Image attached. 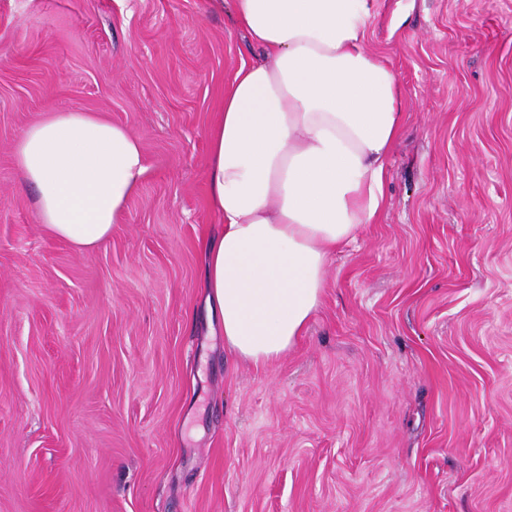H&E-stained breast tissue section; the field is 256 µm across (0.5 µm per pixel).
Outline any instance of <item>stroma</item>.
<instances>
[{"label": "stroma", "instance_id": "35a3bbf8", "mask_svg": "<svg viewBox=\"0 0 512 512\" xmlns=\"http://www.w3.org/2000/svg\"><path fill=\"white\" fill-rule=\"evenodd\" d=\"M403 130L376 223L267 366L215 335L206 132L258 54L209 0H0V512H512V0H376ZM50 111L140 141L80 252L13 147Z\"/></svg>", "mask_w": 512, "mask_h": 512}]
</instances>
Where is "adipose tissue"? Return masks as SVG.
Listing matches in <instances>:
<instances>
[{
	"instance_id": "ef3b65f1",
	"label": "adipose tissue",
	"mask_w": 512,
	"mask_h": 512,
	"mask_svg": "<svg viewBox=\"0 0 512 512\" xmlns=\"http://www.w3.org/2000/svg\"><path fill=\"white\" fill-rule=\"evenodd\" d=\"M259 50L224 86L208 132L205 285L226 349L278 360L318 309L337 248L375 223L403 121L397 74L366 46L373 0H210ZM40 223L105 241L147 172L139 140L92 112H50L17 141Z\"/></svg>"
}]
</instances>
